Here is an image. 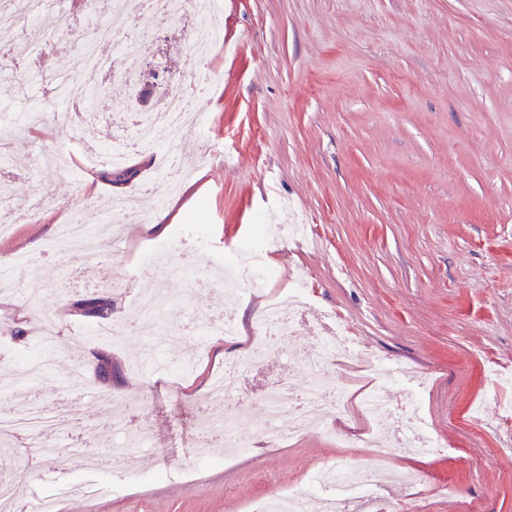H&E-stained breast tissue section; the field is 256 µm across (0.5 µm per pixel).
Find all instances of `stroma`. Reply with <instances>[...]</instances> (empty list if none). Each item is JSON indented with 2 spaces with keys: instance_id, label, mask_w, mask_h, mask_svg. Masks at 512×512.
I'll return each instance as SVG.
<instances>
[{
  "instance_id": "obj_1",
  "label": "stroma",
  "mask_w": 512,
  "mask_h": 512,
  "mask_svg": "<svg viewBox=\"0 0 512 512\" xmlns=\"http://www.w3.org/2000/svg\"><path fill=\"white\" fill-rule=\"evenodd\" d=\"M39 18L51 38L29 71L15 72L7 50L27 25L0 28V75L13 90L0 108L26 128L5 132L0 151V271L21 293L0 298V412L65 406L73 428L56 432L57 456L31 480L27 449L0 452V477L16 481L24 499L75 479L103 486L82 501L60 499L59 512H250L253 504L302 482L324 463L371 461L370 449L344 447L355 428L312 427L280 447L258 435L261 403L276 385L301 381L297 370L319 328L316 314H337L366 350L405 368L403 382L380 371L353 372L352 391L385 385L390 400L415 393L428 427L447 454L414 457L396 448L397 413L376 424L390 450L386 465L418 474V483L390 490L392 512H512V0H218L213 21L222 42L195 58L187 30L155 14L144 26L159 31L166 66L204 87L201 124L170 159L184 158L189 175L171 188L155 153L124 166L108 159L131 133L127 115L150 110L156 92L131 86L125 54L111 68L96 107L92 138L82 141L54 99L46 78L70 69L71 51L107 15L101 8L75 17L68 37L54 33L58 7ZM123 175L114 189L108 174ZM150 188L155 204L136 215L110 210L111 200ZM46 199L30 213L33 196ZM113 240L97 256L60 249L48 254L70 211ZM166 215L164 232L153 227ZM203 222L201 240L181 239V225ZM302 224L304 238L260 248L253 224ZM165 243L194 264L205 287L186 293L176 281H112L127 257L145 244ZM244 247L261 250L276 280L255 293L227 298L209 281L213 259ZM33 255L35 271L10 267L17 252ZM302 280L311 315L274 339L265 361L248 372L238 399L250 448L212 463L199 436L211 408L207 389L226 360L247 341L268 298ZM164 288L165 322L184 337L178 347L148 352L137 324L136 295ZM57 313L55 364L36 380L24 362L42 348L39 317L28 294ZM103 294L125 325L118 340L91 339L94 322L76 315L74 301ZM232 311L238 341L202 332L201 318ZM112 379L97 373L99 356ZM179 367L178 381L166 369ZM86 392L65 384L76 369ZM131 433L149 429L129 470L112 459V416Z\"/></svg>"
}]
</instances>
